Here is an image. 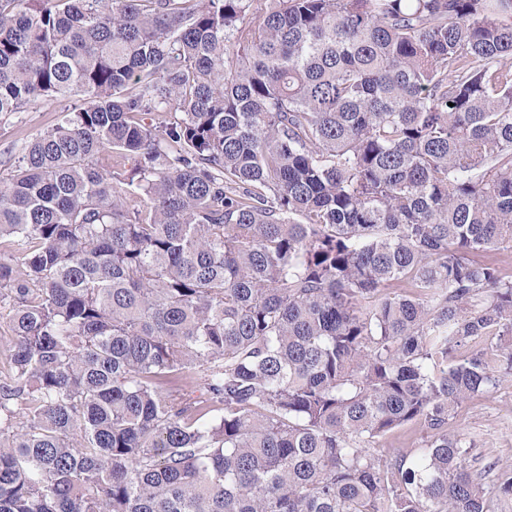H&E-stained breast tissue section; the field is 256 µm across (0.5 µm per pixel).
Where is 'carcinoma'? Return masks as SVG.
I'll use <instances>...</instances> for the list:
<instances>
[{"instance_id":"carcinoma-1","label":"carcinoma","mask_w":512,"mask_h":512,"mask_svg":"<svg viewBox=\"0 0 512 512\" xmlns=\"http://www.w3.org/2000/svg\"><path fill=\"white\" fill-rule=\"evenodd\" d=\"M511 59L512 0H0V116L85 101L0 179V512L512 498L448 434L512 378ZM9 309L7 306L0 309V381L8 377V354L11 342L9 330ZM426 437V431L418 425H407L395 429L384 442V448L406 451L408 448H420Z\"/></svg>"}]
</instances>
